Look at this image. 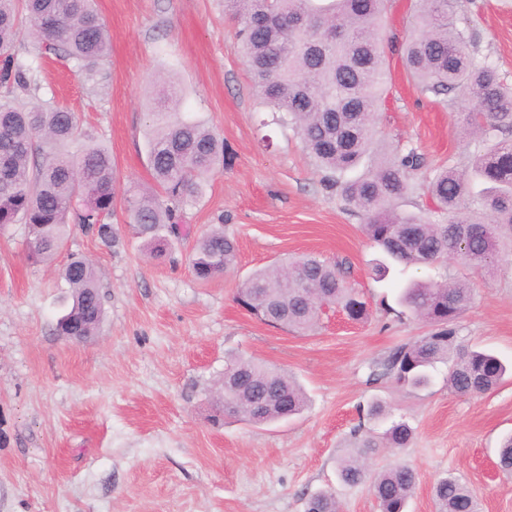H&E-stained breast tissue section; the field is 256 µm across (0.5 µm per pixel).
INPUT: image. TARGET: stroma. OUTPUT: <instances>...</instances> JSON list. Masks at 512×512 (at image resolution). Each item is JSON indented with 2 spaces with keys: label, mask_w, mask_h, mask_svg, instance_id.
<instances>
[{
  "label": "stroma",
  "mask_w": 512,
  "mask_h": 512,
  "mask_svg": "<svg viewBox=\"0 0 512 512\" xmlns=\"http://www.w3.org/2000/svg\"><path fill=\"white\" fill-rule=\"evenodd\" d=\"M110 48L103 76L89 86L71 64L39 59L41 99L79 113L84 130L112 151L119 185L152 186L146 114L154 73L169 70L183 89L182 111L204 119L224 140L226 163L186 212L195 235L223 225L238 243L234 270L195 279L193 238L170 239L154 257L123 211L102 242L72 226L61 252L32 264L25 229L0 233V512H305L327 491L340 512H379L369 483L337 473L355 430L382 431L405 420V448H376L371 472L407 463L419 475L406 512H435L432 488L451 474L476 496L480 512H512V473L498 465L512 435V378L480 395H456L439 365L423 388L370 374L398 346L430 332L397 302L407 282L463 276L474 302L457 342L512 363V261L491 272L448 258L441 268L373 269L382 255L361 214L325 192L320 175L287 127L266 124L223 0H96ZM458 18L480 37L502 79L512 84V0H460ZM392 89L378 115L386 143H412L429 167L474 151L466 111L423 95L400 56L387 49ZM315 253L351 266L368 320L323 314L302 335L259 320L235 300L256 268ZM94 266L104 319L87 340L56 335L69 293L70 256ZM251 357L291 373L308 407L290 420L258 425L222 417L217 397L227 361ZM381 403L386 417L368 418Z\"/></svg>",
  "instance_id": "stroma-1"
}]
</instances>
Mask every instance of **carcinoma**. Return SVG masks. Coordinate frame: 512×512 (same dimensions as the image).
Returning <instances> with one entry per match:
<instances>
[{
	"mask_svg": "<svg viewBox=\"0 0 512 512\" xmlns=\"http://www.w3.org/2000/svg\"><path fill=\"white\" fill-rule=\"evenodd\" d=\"M387 5L388 0H224V16L236 27L261 106L299 136L322 188L365 217L366 237L388 259L433 267L454 256L469 269L490 266L512 254V88L490 57L480 55L477 32L458 25L457 0H414L403 66L436 103H467L479 148L433 170L427 207L398 211L397 202L414 192L413 178L424 162L410 145L377 150V113L390 84L380 42ZM22 13L38 38V53L66 59L88 83L96 81L109 51L94 0H0V232L25 225L27 260L38 263L60 250L71 223L104 241L112 238L109 220L121 201L137 237L163 253L187 207L224 168V140L198 116L169 106L182 90L159 75L147 114V163L155 188L120 192L109 149L90 132L69 149L79 116L40 99L35 70L16 52L25 36ZM236 263V242L222 227L193 246L192 271L200 281L222 276ZM64 278L70 301L56 333L94 335L104 308L92 264L73 257ZM236 300L266 323L304 333L317 326L324 304L355 321L368 315L367 302L345 281L342 265L315 254L255 270ZM471 300L462 278L418 280L403 289L401 304L434 330L391 354L385 370L396 384L424 387L439 363L449 364L448 390L459 395L484 393L501 382L507 367L495 355L455 345L456 325ZM225 370L228 416L265 424L298 415L307 405L302 386L276 367L236 357ZM413 438L403 420L381 434L365 433L356 452L339 461L340 478L349 484L371 479L380 512H404L416 472L397 465L371 476L362 459L373 448H404ZM433 499L437 512H478L474 494L451 475L434 483ZM306 512H337L336 500L329 492L317 493Z\"/></svg>",
	"mask_w": 512,
	"mask_h": 512,
	"instance_id": "carcinoma-1",
	"label": "carcinoma"
}]
</instances>
